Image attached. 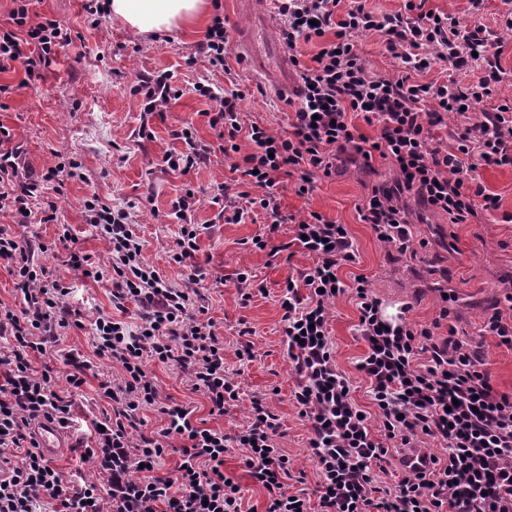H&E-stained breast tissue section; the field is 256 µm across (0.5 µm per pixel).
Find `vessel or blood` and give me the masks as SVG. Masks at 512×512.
<instances>
[{"label":"vessel or blood","mask_w":512,"mask_h":512,"mask_svg":"<svg viewBox=\"0 0 512 512\" xmlns=\"http://www.w3.org/2000/svg\"><path fill=\"white\" fill-rule=\"evenodd\" d=\"M245 61L258 73L267 77L280 91H288L293 84L288 61L277 44L268 36V23L264 16H256L250 29L237 45ZM42 451L50 456L64 452L63 433L56 424L43 423L35 429Z\"/></svg>","instance_id":"obj_1"}]
</instances>
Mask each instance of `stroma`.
I'll return each mask as SVG.
<instances>
[{"label":"stroma","instance_id":"1","mask_svg":"<svg viewBox=\"0 0 512 512\" xmlns=\"http://www.w3.org/2000/svg\"><path fill=\"white\" fill-rule=\"evenodd\" d=\"M36 9L63 20L71 42L42 78L27 87H19L17 73L0 74V84L17 86L8 100V111H0V123L11 130L14 142L22 144L23 160L34 170L55 165L60 155L81 161L83 180L66 181L63 195L56 199V224L72 225L82 248L102 261L107 257L106 247L92 236L81 216L83 200L96 196L108 203L135 202L146 258L166 279L181 286L184 273L168 258L179 224L170 202L183 184L192 185L197 197L192 222L215 226L214 234L200 239L199 262L206 273L204 285L211 290L209 314L224 338L226 362L230 369L242 370L248 395L267 398L283 424L284 449L294 467L304 473V489L314 490L318 476L305 448L307 425L290 399L295 380L284 356L278 303L288 278L310 268L314 259L301 252L272 258L255 249L251 240L264 233V216L239 224L217 223L219 207L213 197L232 177L222 153H212L207 164L186 175L172 172L162 163L164 150L181 148V141L172 139L171 132L184 122H193L199 143L216 141L202 115L209 103L194 93L196 83L222 88L236 80L246 92L241 103L245 118L278 131L287 128L289 115L279 90L250 69L236 50H229L226 56L228 71L214 68L199 50L204 29H175L151 38L109 16L92 24L82 0H40ZM506 10L503 0H484L480 14L492 37L503 42L501 65L507 81L501 93L512 98V32L504 31L500 24ZM159 70L174 73L181 96L171 101L164 117L148 118L144 97L135 93L134 87L139 76ZM145 121L155 132L154 140L137 136ZM393 181L389 162L379 158L369 169L346 165L336 177L318 180L315 191L304 197L295 193L292 183H280L277 198L283 214L300 218L317 211L348 226L356 260L343 265L339 275L348 283L356 275H366L388 314H396L400 305L408 302L412 305L408 320L427 322L438 316L441 307H449L458 333L481 338L494 389L512 393V350L497 345L494 337L478 335L483 318L493 307L504 311L512 307L505 300L512 294V223L489 217L479 224H452L447 216L424 208L407 195L403 201L419 248L413 257L400 254L379 243L357 211L372 185ZM56 224L32 223L28 229L49 241L55 236ZM40 261L68 284L73 305L85 308L90 316L111 312L109 288L83 280L64 264L60 253L44 254ZM243 267L252 269L265 288L264 294L247 304L242 303L232 282L234 271ZM330 310L336 362L352 380H359L355 366L366 345L355 332V306L350 296L343 294L336 297ZM243 325L251 328L249 337L239 336ZM245 343L253 345L257 358L243 366L234 351ZM151 372L162 400L195 406L197 417L205 419L209 427L230 432L245 423L246 405L217 419L208 417L202 396L193 393L175 369L156 364Z\"/></svg>","mask_w":512,"mask_h":512}]
</instances>
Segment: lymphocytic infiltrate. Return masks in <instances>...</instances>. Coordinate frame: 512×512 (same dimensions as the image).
<instances>
[{"instance_id": "1", "label": "lymphocytic infiltrate", "mask_w": 512, "mask_h": 512, "mask_svg": "<svg viewBox=\"0 0 512 512\" xmlns=\"http://www.w3.org/2000/svg\"><path fill=\"white\" fill-rule=\"evenodd\" d=\"M36 2L12 0L0 24V73L22 68L28 84L70 41L60 20L34 16ZM213 5L200 50L218 67L232 38L222 0ZM275 10L298 77L294 96L284 100L292 110L287 129L245 121L239 85L218 93L199 83L194 91L211 103L204 115L217 142L198 143L192 123H184L171 133L184 150H167L162 161L187 173L220 151L244 186L218 193L220 219L239 224L262 212L269 223L266 234L253 238L256 249L274 258L294 248L315 258L286 281L279 299L285 354L296 376L291 400L307 425L306 448L319 477L315 498L290 491L293 467L280 446L279 416L267 399L246 396L238 372L224 362L198 263L208 227L187 220L194 191L172 203L180 226L168 251L188 287L169 283L146 260L130 203L84 201L85 221L108 253L98 262L79 246L71 225L58 223L56 202L43 198L49 184L81 178V162L69 157L38 174L22 170L23 147L12 144L9 128L0 124V212L26 224L32 202L44 200L40 221L55 225L53 244L65 250L70 268L111 283L113 308L86 318L69 303V287L37 261L53 244L36 232L19 236L0 228V261L21 296L19 306L0 303V512H243V488L224 475V456L234 450L265 493L264 512H512V393L494 390L480 345L456 338L445 307L429 322H409L407 303L396 317L387 316L367 276H354L349 285L339 276L355 259L347 225L315 211L301 219L283 215L275 195L281 178L292 179L296 194L305 196L317 179L336 175L342 156L367 167L379 157L392 163L394 183L372 186L357 211L385 246L402 253L410 247L405 194L452 224L495 214L511 222L500 212L499 195L476 177L483 166L512 168V100L499 95L502 43L491 39L481 19L432 16L421 0H404L385 14L366 10L365 0H276ZM372 32L384 54L398 60L395 75L365 68L358 43ZM310 42L317 51L307 59L301 47ZM437 63L446 66V79L419 81ZM475 68L482 72L477 82L457 81V74ZM136 90L145 96V112L158 116L177 94L167 71L141 76ZM491 98L498 104L482 121L458 127L451 142L438 139L447 114ZM360 120L376 127L375 136L359 131ZM286 223L290 241L272 245ZM345 292L358 313L356 334L367 345L356 369L367 383L369 412L336 362L330 305ZM84 328L93 336L92 354L61 348L62 336ZM101 359L121 371L119 381L98 382L96 395L112 410L91 419L73 446L101 480L68 479L43 453L34 430L45 421L73 430L75 397ZM152 363L175 368L204 398L209 416H225L248 397L246 424L227 433L208 427L190 405L161 401ZM61 374L63 389L56 386ZM147 409L156 411L159 426H149ZM174 444L181 459L172 473H160ZM385 472L391 480H382Z\"/></svg>"}]
</instances>
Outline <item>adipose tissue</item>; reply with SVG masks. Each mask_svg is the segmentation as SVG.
<instances>
[{
  "label": "adipose tissue",
  "instance_id": "ef3b65f1",
  "mask_svg": "<svg viewBox=\"0 0 512 512\" xmlns=\"http://www.w3.org/2000/svg\"><path fill=\"white\" fill-rule=\"evenodd\" d=\"M113 17L141 34L196 25L203 18L206 0H109Z\"/></svg>",
  "mask_w": 512,
  "mask_h": 512
}]
</instances>
